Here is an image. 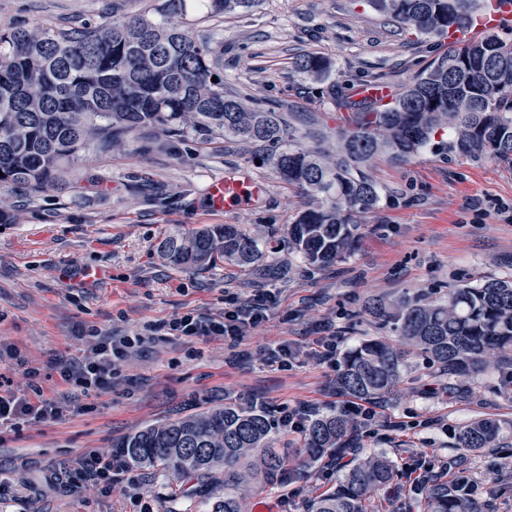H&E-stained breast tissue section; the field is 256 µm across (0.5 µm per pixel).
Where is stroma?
<instances>
[{
	"label": "stroma",
	"instance_id": "35a3bbf8",
	"mask_svg": "<svg viewBox=\"0 0 512 512\" xmlns=\"http://www.w3.org/2000/svg\"><path fill=\"white\" fill-rule=\"evenodd\" d=\"M157 0H0V27L42 23L69 28L128 19ZM214 37L215 60L227 92L278 104L291 127L306 131L305 147L332 150L340 114L329 96H355L377 82L402 90L447 48L432 38L409 39L365 0H259L251 12L213 17L201 25ZM329 57V81L317 83L294 62L304 53ZM262 149L214 136L169 137L157 131L106 152L81 157L80 176L39 195L14 189L13 221L0 228V394L26 393L37 381L61 412L0 430V512H196L178 482L159 467L132 466L107 488L66 490L54 478L77 458L112 453L131 431L214 406L263 407L271 414L306 408L311 417L350 404L336 392L339 368L312 358L288 369L268 365L270 349H311L335 335L337 358L392 326L368 311L414 298L443 300L450 288L512 279V163L489 155L428 150L403 166L380 157L368 172L378 207L359 215L361 238L351 255L317 269L288 252V226L308 199L264 164ZM247 171L265 188L256 207L215 210L211 180ZM239 224L269 243L247 267L227 260L182 271L161 253L173 229ZM102 270L87 281L86 267ZM277 304L235 351L220 338L168 335L164 323L193 311L222 313L260 290ZM128 336L135 346L110 388L85 397L60 368L89 354L93 337ZM37 378H29V370ZM375 418L359 427L358 455L379 454L397 476L370 496L368 512H421L413 478L441 471L455 456V435L477 417L498 421L512 442V387L486 359L469 390L448 394V380L420 356ZM335 454L276 486H251L248 512H307L311 499L336 486ZM478 496L491 512H512V460L501 449L469 458Z\"/></svg>",
	"mask_w": 512,
	"mask_h": 512
}]
</instances>
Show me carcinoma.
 Listing matches in <instances>:
<instances>
[{"instance_id": "obj_1", "label": "carcinoma", "mask_w": 512, "mask_h": 512, "mask_svg": "<svg viewBox=\"0 0 512 512\" xmlns=\"http://www.w3.org/2000/svg\"><path fill=\"white\" fill-rule=\"evenodd\" d=\"M416 38H446L463 30L491 0H367ZM255 0H161L129 20L98 26L51 29L42 25L0 28V221H7L5 192L24 187L35 194L59 188L88 149L106 151L121 138L149 128L173 137L191 131L220 134L266 147L264 163L311 205L288 225V249L312 267L336 262L360 238L355 216L381 200L367 173L385 155L404 165L430 150L488 153L512 162V44L493 32L460 43L415 75L390 102L336 93L348 111L336 129V149H308L282 113L224 92L213 71V38L183 24L188 11L200 19L238 13ZM298 72L316 82L333 65L308 53L296 58ZM449 132L451 138L436 139ZM181 270L202 269L227 258L247 265L262 256L257 241L235 224H215L169 233L162 244ZM370 311L397 323L402 342H362L344 358L340 392L381 399L401 381V367L422 354L463 386L481 371L489 351L500 355L499 370L512 383V281L488 279L460 284L441 302H414L391 315L379 303ZM353 421L343 413L313 420L305 454L311 460L339 451L352 440ZM500 426L477 418L456 435L460 474L465 460L495 447ZM275 426L263 409L234 404L211 407L136 430L116 444L137 465L162 466L175 479L202 481L224 473V498L207 512H243L248 486L289 479ZM396 477L382 455L357 458L332 491L313 498L308 512H366L363 502ZM423 512H484L485 505L461 495L448 481L421 491Z\"/></svg>"}]
</instances>
